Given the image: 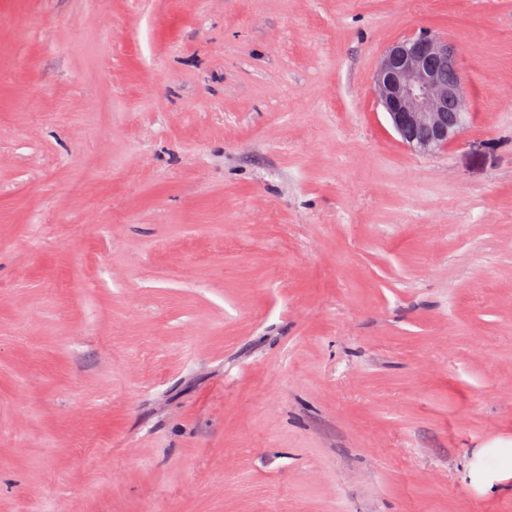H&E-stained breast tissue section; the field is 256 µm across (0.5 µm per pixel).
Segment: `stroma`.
<instances>
[{
    "label": "stroma",
    "instance_id": "35a3bbf8",
    "mask_svg": "<svg viewBox=\"0 0 512 512\" xmlns=\"http://www.w3.org/2000/svg\"><path fill=\"white\" fill-rule=\"evenodd\" d=\"M0 512H512V0H0ZM423 30L472 121L371 92ZM459 49L437 34L394 41L379 57L372 94L413 151L432 153L463 135L470 117Z\"/></svg>",
    "mask_w": 512,
    "mask_h": 512
}]
</instances>
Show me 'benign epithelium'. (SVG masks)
I'll return each instance as SVG.
<instances>
[{
	"instance_id": "7a95c632",
	"label": "benign epithelium",
	"mask_w": 512,
	"mask_h": 512,
	"mask_svg": "<svg viewBox=\"0 0 512 512\" xmlns=\"http://www.w3.org/2000/svg\"><path fill=\"white\" fill-rule=\"evenodd\" d=\"M459 49L432 32L391 43L372 75V94L413 151L432 153L460 139L470 117Z\"/></svg>"
}]
</instances>
